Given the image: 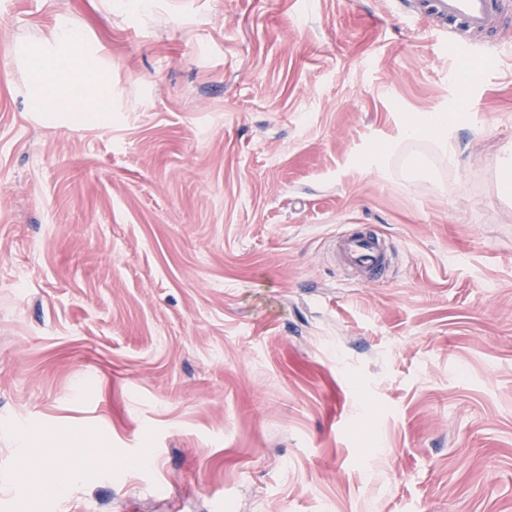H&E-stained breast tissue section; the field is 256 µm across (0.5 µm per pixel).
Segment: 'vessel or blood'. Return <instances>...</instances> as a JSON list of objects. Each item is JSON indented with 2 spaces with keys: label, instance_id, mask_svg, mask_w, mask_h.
<instances>
[{
  "label": "vessel or blood",
  "instance_id": "vessel-or-blood-1",
  "mask_svg": "<svg viewBox=\"0 0 512 512\" xmlns=\"http://www.w3.org/2000/svg\"><path fill=\"white\" fill-rule=\"evenodd\" d=\"M410 14L418 21L435 17L438 32L447 41L448 53L453 57L468 51L458 40L460 34L487 36L497 32L507 19L504 0H421ZM337 246L344 263L353 268L376 270L386 261L383 244L373 234L352 235L340 239Z\"/></svg>",
  "mask_w": 512,
  "mask_h": 512
}]
</instances>
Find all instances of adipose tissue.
<instances>
[{
  "label": "adipose tissue",
  "mask_w": 512,
  "mask_h": 512,
  "mask_svg": "<svg viewBox=\"0 0 512 512\" xmlns=\"http://www.w3.org/2000/svg\"><path fill=\"white\" fill-rule=\"evenodd\" d=\"M16 53L26 68L28 111L64 112L79 123L110 122L107 69L69 25H57L50 40L18 46Z\"/></svg>",
  "instance_id": "1"
}]
</instances>
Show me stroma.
<instances>
[{"instance_id": "35a3bbf8", "label": "stroma", "mask_w": 512, "mask_h": 512, "mask_svg": "<svg viewBox=\"0 0 512 512\" xmlns=\"http://www.w3.org/2000/svg\"><path fill=\"white\" fill-rule=\"evenodd\" d=\"M403 2L0 0V512H512V53ZM60 21L109 125L26 108ZM448 116L443 114H432L425 118L415 119L410 118L406 120L404 131L406 134L414 135L421 130L430 133H442L447 130ZM345 264L362 270H376L383 266L386 254L380 238L373 234H356L337 242ZM73 465L69 469L58 467L55 463H47L41 470V478L52 484L60 493H65L73 478Z\"/></svg>"}]
</instances>
